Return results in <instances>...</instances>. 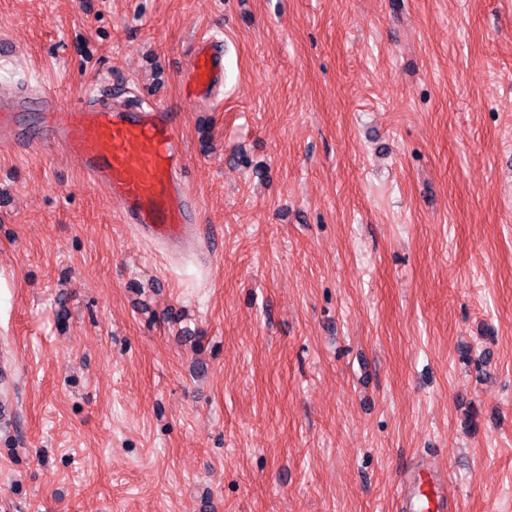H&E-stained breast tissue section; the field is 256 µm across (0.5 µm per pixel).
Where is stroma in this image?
Wrapping results in <instances>:
<instances>
[{
  "instance_id": "1",
  "label": "stroma",
  "mask_w": 512,
  "mask_h": 512,
  "mask_svg": "<svg viewBox=\"0 0 512 512\" xmlns=\"http://www.w3.org/2000/svg\"><path fill=\"white\" fill-rule=\"evenodd\" d=\"M1 37L0 88L176 114L208 250L0 141V512H399L417 470L512 512V0H0ZM188 85L194 101L210 105L224 90V48L212 39H199L188 62ZM14 383V370L10 367L1 365L0 369V384L1 388H7L5 391L1 390L0 394V423L11 421L18 413V403L15 400L12 392L9 391Z\"/></svg>"
}]
</instances>
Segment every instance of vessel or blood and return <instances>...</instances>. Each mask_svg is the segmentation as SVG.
<instances>
[{"label":"vessel or blood","instance_id":"1","mask_svg":"<svg viewBox=\"0 0 512 512\" xmlns=\"http://www.w3.org/2000/svg\"><path fill=\"white\" fill-rule=\"evenodd\" d=\"M188 84L201 106L212 104L223 92L224 48L219 42L203 38L194 43ZM30 111L39 112V127H20L19 113ZM0 131L9 133L15 144L31 149L51 145L76 159L90 180L107 189L123 223L133 225L144 244L165 251L194 246L202 238L175 117L158 100L138 94L118 103L102 88L77 99L10 88L0 92ZM13 383V369L1 367L0 423L18 413ZM448 508L438 486L408 482L402 512Z\"/></svg>","mask_w":512,"mask_h":512}]
</instances>
